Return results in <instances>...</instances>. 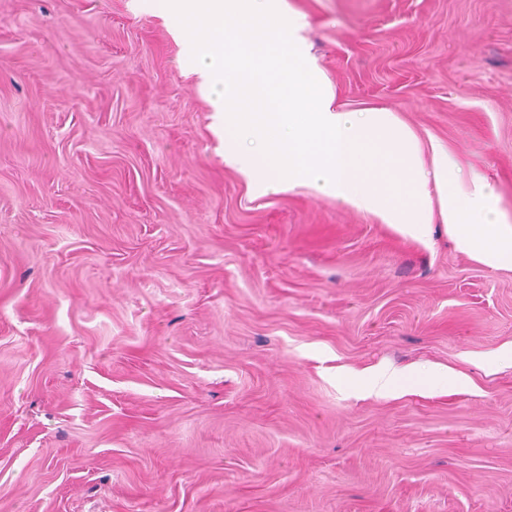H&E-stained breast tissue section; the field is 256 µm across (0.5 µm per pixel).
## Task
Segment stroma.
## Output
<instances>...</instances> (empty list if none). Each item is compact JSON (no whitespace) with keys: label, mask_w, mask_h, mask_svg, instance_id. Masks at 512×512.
<instances>
[{"label":"stroma","mask_w":512,"mask_h":512,"mask_svg":"<svg viewBox=\"0 0 512 512\" xmlns=\"http://www.w3.org/2000/svg\"><path fill=\"white\" fill-rule=\"evenodd\" d=\"M285 5L512 217V0ZM173 29L0 0V512H512V270L252 195ZM379 364L463 382L360 392Z\"/></svg>","instance_id":"obj_1"}]
</instances>
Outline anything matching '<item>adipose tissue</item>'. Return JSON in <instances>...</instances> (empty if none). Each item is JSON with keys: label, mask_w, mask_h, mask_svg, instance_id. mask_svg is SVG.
Listing matches in <instances>:
<instances>
[{"label": "adipose tissue", "mask_w": 512, "mask_h": 512, "mask_svg": "<svg viewBox=\"0 0 512 512\" xmlns=\"http://www.w3.org/2000/svg\"><path fill=\"white\" fill-rule=\"evenodd\" d=\"M163 14L202 22L205 39L190 65L212 97L224 131V163L259 195L306 188L423 240L445 224L464 252L512 270V218L493 184L441 146L420 137L385 106L346 110L299 36L298 17L281 0H160ZM290 30L286 43L267 38L264 23ZM443 371L395 370L381 364L363 382L387 397L420 383L446 381Z\"/></svg>", "instance_id": "ef3b65f1"}]
</instances>
